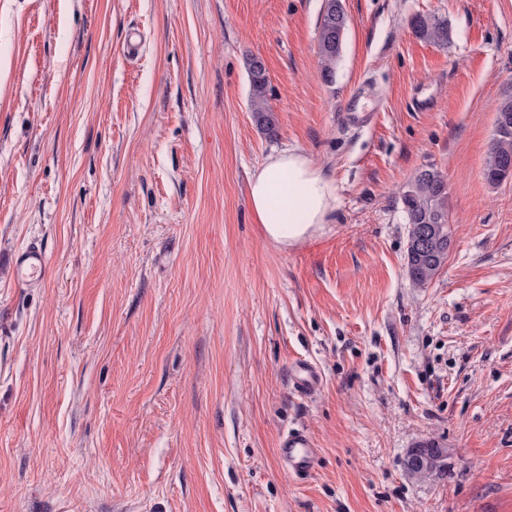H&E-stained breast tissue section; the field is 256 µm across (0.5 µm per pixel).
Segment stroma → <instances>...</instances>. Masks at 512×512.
Instances as JSON below:
<instances>
[{
  "instance_id": "obj_1",
  "label": "stroma",
  "mask_w": 512,
  "mask_h": 512,
  "mask_svg": "<svg viewBox=\"0 0 512 512\" xmlns=\"http://www.w3.org/2000/svg\"><path fill=\"white\" fill-rule=\"evenodd\" d=\"M342 4L328 83L324 0H0V512H512V179L484 176L512 0ZM287 149L337 187L289 247L248 199ZM427 167L453 242L417 288L401 193ZM34 242L46 277L16 287ZM292 427L319 449L304 478L277 453ZM429 441L435 481L405 468ZM349 18L341 0H326L318 26V54L322 64L323 79L330 83L340 58ZM412 28L415 35L429 42L447 44L448 21L435 15H418L413 19ZM251 86L252 116L258 129L268 138L277 136V125L268 105V78L262 60L251 56L246 61ZM290 383L295 392L310 395L321 386L322 376L315 365L306 360H299L290 372Z\"/></svg>"
}]
</instances>
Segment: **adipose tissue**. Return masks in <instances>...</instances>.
Masks as SVG:
<instances>
[{
	"instance_id": "ef3b65f1",
	"label": "adipose tissue",
	"mask_w": 512,
	"mask_h": 512,
	"mask_svg": "<svg viewBox=\"0 0 512 512\" xmlns=\"http://www.w3.org/2000/svg\"><path fill=\"white\" fill-rule=\"evenodd\" d=\"M248 192L265 236L280 244L305 241L335 219V183L297 150L270 155L251 175Z\"/></svg>"
}]
</instances>
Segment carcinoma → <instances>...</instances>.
I'll list each match as a JSON object with an SVG mask.
<instances>
[{"label": "carcinoma", "mask_w": 512, "mask_h": 512, "mask_svg": "<svg viewBox=\"0 0 512 512\" xmlns=\"http://www.w3.org/2000/svg\"><path fill=\"white\" fill-rule=\"evenodd\" d=\"M349 18L342 0H325L318 26V54L323 79L330 83L340 58ZM415 35L429 42L448 43V20L435 15H418L413 19ZM251 86L252 116L258 129L268 138L277 136V125L268 105V78L262 60L251 56L246 61ZM496 135L491 145L484 175L492 185L512 178V98L496 109ZM407 224L436 226L428 250L423 255H406L409 279L416 288L429 284L443 267L452 244L448 224V186L444 176L430 167L419 171L407 183L401 196Z\"/></svg>", "instance_id": "carcinoma-1"}]
</instances>
